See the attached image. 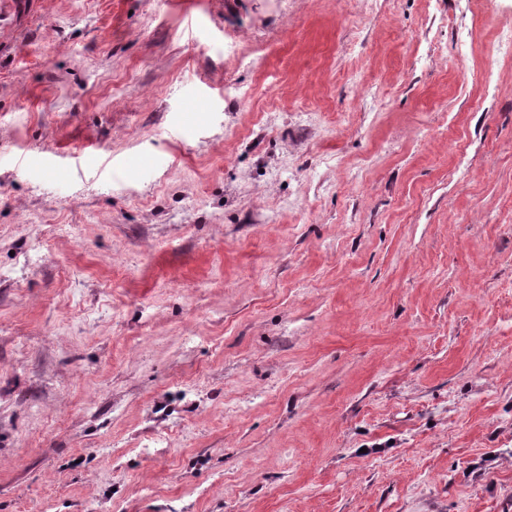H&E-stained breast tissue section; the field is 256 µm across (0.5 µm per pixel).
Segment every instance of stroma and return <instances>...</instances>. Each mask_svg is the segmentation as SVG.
I'll use <instances>...</instances> for the list:
<instances>
[{"instance_id":"stroma-1","label":"stroma","mask_w":512,"mask_h":512,"mask_svg":"<svg viewBox=\"0 0 512 512\" xmlns=\"http://www.w3.org/2000/svg\"><path fill=\"white\" fill-rule=\"evenodd\" d=\"M0 10V512H512V0Z\"/></svg>"}]
</instances>
